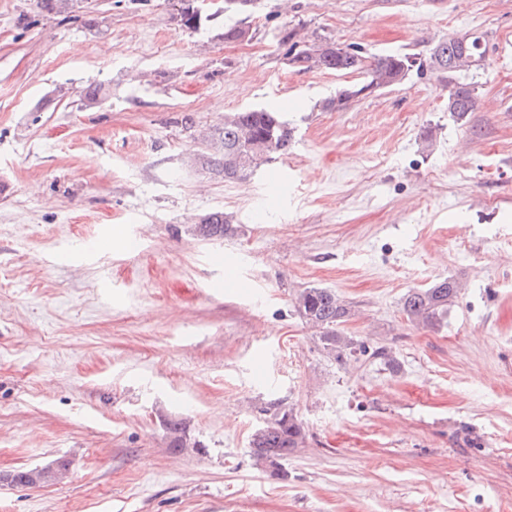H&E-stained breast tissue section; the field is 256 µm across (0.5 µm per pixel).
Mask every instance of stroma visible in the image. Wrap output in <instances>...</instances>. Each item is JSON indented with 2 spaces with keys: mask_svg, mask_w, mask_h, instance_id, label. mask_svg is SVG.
<instances>
[{
  "mask_svg": "<svg viewBox=\"0 0 512 512\" xmlns=\"http://www.w3.org/2000/svg\"><path fill=\"white\" fill-rule=\"evenodd\" d=\"M291 31L421 59L487 33L478 107L455 120L427 71L323 110L358 78L294 68ZM503 40L512 0H256L196 31L171 0H0V474L69 468L0 484V512H512ZM254 107L294 127L287 155L231 182L190 166L206 128ZM214 211L234 231L200 240ZM446 278L447 317L410 323L404 295ZM310 286L355 311L344 360L294 309ZM273 405L306 430L280 477L250 453ZM166 415L202 451L169 453Z\"/></svg>",
  "mask_w": 512,
  "mask_h": 512,
  "instance_id": "1",
  "label": "stroma"
}]
</instances>
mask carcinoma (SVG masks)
Returning <instances> with one entry per match:
<instances>
[{
	"label": "carcinoma",
	"mask_w": 512,
	"mask_h": 512,
	"mask_svg": "<svg viewBox=\"0 0 512 512\" xmlns=\"http://www.w3.org/2000/svg\"><path fill=\"white\" fill-rule=\"evenodd\" d=\"M290 62L300 70L313 68L343 74H363L365 81L342 90L335 98L323 102L325 109L344 107L351 96L374 87L378 90L400 86L411 69L409 54H388L368 60L359 47H343L325 42L313 48L298 50L291 44ZM486 58V41L481 35L455 34L430 49L418 70H430L446 76L448 112L458 121L475 110L477 97L472 83L462 75L480 67ZM292 141V128L279 113L266 108L232 112L224 123L212 128L206 150L195 157L201 168L226 181L247 176L273 153L286 154ZM195 234L203 240H220L230 232L229 220L220 211L212 212L195 225ZM458 295L452 279L437 281L427 288H414L403 297L402 310L414 323L431 324L448 313V306ZM296 312L306 324L319 332L323 350L340 359L353 350V340L343 335L339 326L354 316L352 307L330 288L311 287L302 290L295 300ZM163 425L169 435L168 450L179 454L187 448H199L191 440L185 422L166 416ZM306 431L292 412L277 405L269 410L264 425L252 436L250 447L256 462L266 467L279 466L304 444Z\"/></svg>",
	"instance_id": "cac0c4a2"
}]
</instances>
